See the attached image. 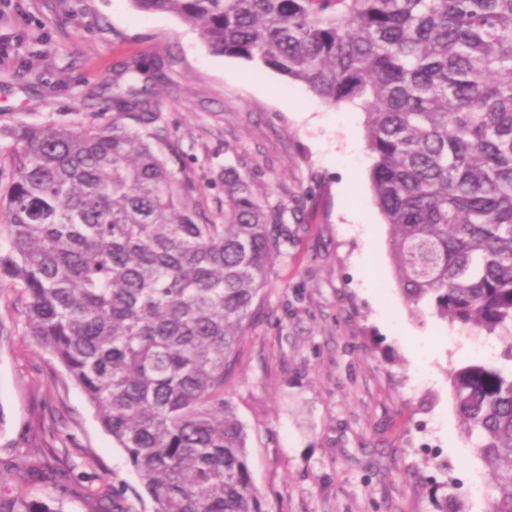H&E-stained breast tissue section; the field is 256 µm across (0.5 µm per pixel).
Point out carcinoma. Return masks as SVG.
<instances>
[{"mask_svg":"<svg viewBox=\"0 0 512 512\" xmlns=\"http://www.w3.org/2000/svg\"><path fill=\"white\" fill-rule=\"evenodd\" d=\"M172 13L210 52L255 62L366 114L369 179L412 312L512 332V0H131ZM126 63L104 125L9 133L0 288L145 481L151 512H267L224 385L287 240L224 169V222L169 167L147 82ZM133 118L140 132L128 129ZM466 438L512 512V342L450 374ZM33 448L0 459V512H60ZM91 512H138L92 495Z\"/></svg>","mask_w":512,"mask_h":512,"instance_id":"cac0c4a2","label":"carcinoma"}]
</instances>
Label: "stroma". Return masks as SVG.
Masks as SVG:
<instances>
[{"label":"stroma","mask_w":512,"mask_h":512,"mask_svg":"<svg viewBox=\"0 0 512 512\" xmlns=\"http://www.w3.org/2000/svg\"><path fill=\"white\" fill-rule=\"evenodd\" d=\"M134 58L163 63L156 109L207 212L224 215L230 165L288 228L224 388L268 512H436L438 486L461 493L464 512H485L468 487L492 479L461 433L449 372L512 335L464 331L406 304L359 106L212 54L178 16L131 0H0V128L112 115L107 85ZM0 318L15 323L0 342V457L47 442L71 466L67 490L35 479L27 492L88 512L86 495L116 487L151 512L81 389L20 314L0 304Z\"/></svg>","instance_id":"stroma-1"}]
</instances>
